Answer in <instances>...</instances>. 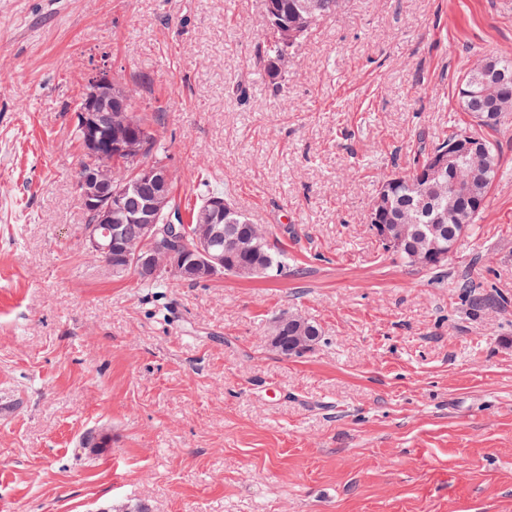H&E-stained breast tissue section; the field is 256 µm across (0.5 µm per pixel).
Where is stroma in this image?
Wrapping results in <instances>:
<instances>
[{
    "instance_id": "obj_1",
    "label": "stroma",
    "mask_w": 512,
    "mask_h": 512,
    "mask_svg": "<svg viewBox=\"0 0 512 512\" xmlns=\"http://www.w3.org/2000/svg\"><path fill=\"white\" fill-rule=\"evenodd\" d=\"M265 0H0V512H512V114L501 171L434 269L368 212L512 0H347L281 63ZM137 88L188 214L219 192L288 273L175 288L89 256L72 113ZM473 284V297L459 289ZM315 322L287 358L271 321Z\"/></svg>"
}]
</instances>
